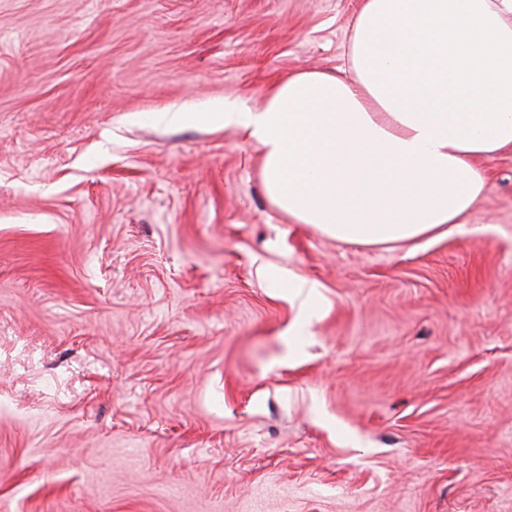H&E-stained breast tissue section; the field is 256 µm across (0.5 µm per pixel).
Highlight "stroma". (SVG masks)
Returning <instances> with one entry per match:
<instances>
[{"label": "stroma", "instance_id": "obj_1", "mask_svg": "<svg viewBox=\"0 0 512 512\" xmlns=\"http://www.w3.org/2000/svg\"><path fill=\"white\" fill-rule=\"evenodd\" d=\"M357 6L0 0V512H512V151L448 235L361 246L155 120L348 75Z\"/></svg>", "mask_w": 512, "mask_h": 512}]
</instances>
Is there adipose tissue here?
<instances>
[{
    "mask_svg": "<svg viewBox=\"0 0 512 512\" xmlns=\"http://www.w3.org/2000/svg\"><path fill=\"white\" fill-rule=\"evenodd\" d=\"M353 74L289 75L239 100L163 112L261 152L271 204L336 240L401 244L461 223L489 184L476 159L512 150V0H360Z\"/></svg>",
    "mask_w": 512,
    "mask_h": 512,
    "instance_id": "obj_1",
    "label": "adipose tissue"
}]
</instances>
